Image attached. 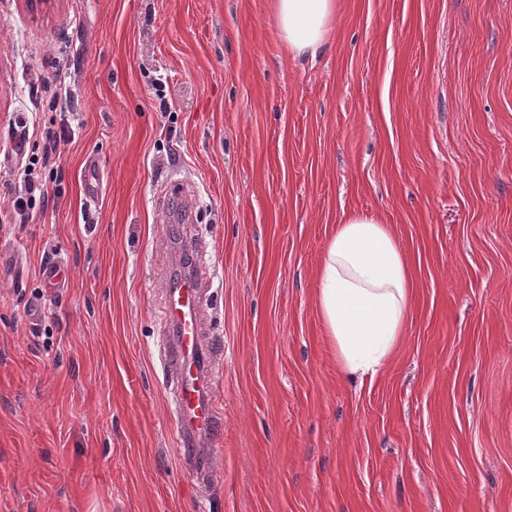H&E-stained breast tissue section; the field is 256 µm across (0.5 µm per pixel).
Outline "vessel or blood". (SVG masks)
Here are the masks:
<instances>
[{"label": "vessel or blood", "mask_w": 512, "mask_h": 512, "mask_svg": "<svg viewBox=\"0 0 512 512\" xmlns=\"http://www.w3.org/2000/svg\"><path fill=\"white\" fill-rule=\"evenodd\" d=\"M203 296V281L195 272L182 275L163 294V313L172 331L168 362L174 377V412L181 428L182 456L189 462L198 455L200 439L216 441L223 434L206 368Z\"/></svg>", "instance_id": "1"}]
</instances>
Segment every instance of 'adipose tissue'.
<instances>
[{
  "label": "adipose tissue",
  "instance_id": "ef3b65f1",
  "mask_svg": "<svg viewBox=\"0 0 512 512\" xmlns=\"http://www.w3.org/2000/svg\"><path fill=\"white\" fill-rule=\"evenodd\" d=\"M279 35L297 57L326 45L337 0H275ZM409 263L390 229L363 211L338 224L323 252L316 302L341 373L375 376L391 361L412 305Z\"/></svg>",
  "mask_w": 512,
  "mask_h": 512
}]
</instances>
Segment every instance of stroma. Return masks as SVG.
<instances>
[{"instance_id":"1","label":"stroma","mask_w":512,"mask_h":512,"mask_svg":"<svg viewBox=\"0 0 512 512\" xmlns=\"http://www.w3.org/2000/svg\"><path fill=\"white\" fill-rule=\"evenodd\" d=\"M338 2L307 59L274 0H0V512H512V0ZM30 119L72 130L22 222ZM353 210L414 292L360 386L315 302ZM191 265L224 424L206 484L164 364Z\"/></svg>"}]
</instances>
